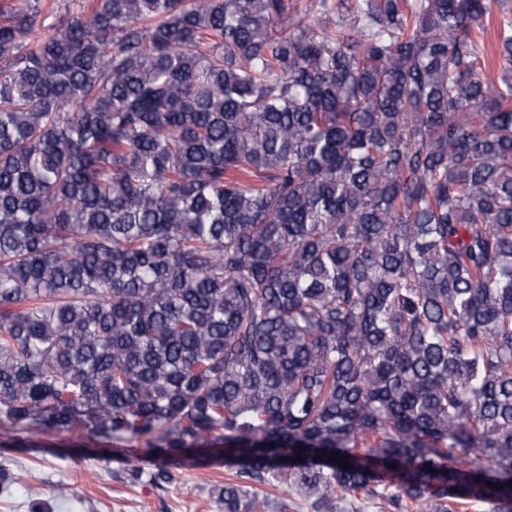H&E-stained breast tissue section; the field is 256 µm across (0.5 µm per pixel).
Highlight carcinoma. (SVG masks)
<instances>
[{"label": "carcinoma", "instance_id": "obj_1", "mask_svg": "<svg viewBox=\"0 0 512 512\" xmlns=\"http://www.w3.org/2000/svg\"><path fill=\"white\" fill-rule=\"evenodd\" d=\"M490 12L94 0L48 37L31 0L0 14V424L142 444L155 483L234 463L223 512L267 507L252 482L512 512Z\"/></svg>", "mask_w": 512, "mask_h": 512}]
</instances>
